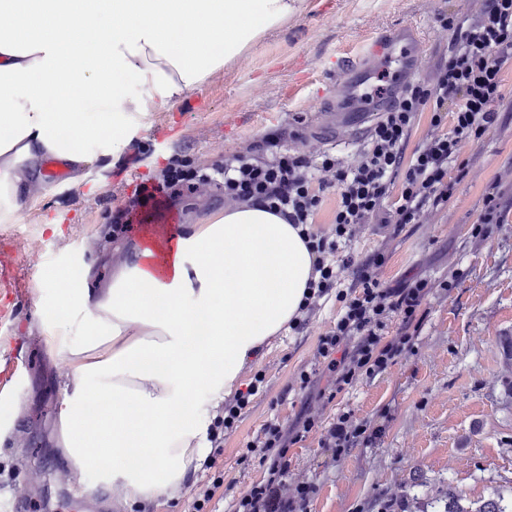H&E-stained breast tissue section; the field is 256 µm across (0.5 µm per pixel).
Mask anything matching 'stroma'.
<instances>
[{"instance_id": "stroma-1", "label": "stroma", "mask_w": 512, "mask_h": 512, "mask_svg": "<svg viewBox=\"0 0 512 512\" xmlns=\"http://www.w3.org/2000/svg\"><path fill=\"white\" fill-rule=\"evenodd\" d=\"M469 0H302L297 13L253 43L244 58L216 71L168 112L134 117L127 153L89 165L80 180L42 178L20 216L0 228V512H74L81 490L97 502L84 512H137L123 503L99 470L76 467L54 445L58 414L71 384L69 364L47 342L48 317L61 284H44V272L64 265L92 268L107 280L126 261L124 244L105 229L135 184L150 168L180 149L192 165L223 159L268 135L282 133L285 148L316 151L327 133L321 117L339 104L336 89L349 68L374 70L373 89L389 82L365 49L399 25L422 30L415 73L427 75L448 55V37L436 15L465 13ZM499 125L466 149L469 173L458 179L447 210L431 224L401 230L366 225L351 245L356 254L385 250L381 277L394 286L413 275L448 283L428 301L412 351L373 379L338 394L326 418L352 411L377 427L369 445L334 460L310 437L288 451L289 476H316L311 512H386L415 480L444 481L468 499L498 490L512 497V408L505 407L499 339L512 335V211L482 236L473 221L486 184L512 161V69H504ZM141 154L139 166L129 157ZM58 224L51 233L46 221ZM336 316L326 306L302 332L267 339L241 374L249 383L266 372V391L256 397L237 430L224 440L221 469H196L174 497L153 512H194L193 490L219 471L241 486L259 480L258 463L241 465L246 443L270 413L293 418L305 397L299 374L310 369L319 336Z\"/></svg>"}]
</instances>
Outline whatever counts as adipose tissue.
<instances>
[{
  "label": "adipose tissue",
  "mask_w": 512,
  "mask_h": 512,
  "mask_svg": "<svg viewBox=\"0 0 512 512\" xmlns=\"http://www.w3.org/2000/svg\"><path fill=\"white\" fill-rule=\"evenodd\" d=\"M299 4L0 0V218L15 217L42 160L76 171L119 158L133 115L171 110ZM128 249L105 287L63 289L67 317L48 342L72 368L60 448L79 467L105 464V481L136 502L172 495L205 458L211 409L287 330L313 258L296 228L260 208Z\"/></svg>",
  "instance_id": "ef3b65f1"
}]
</instances>
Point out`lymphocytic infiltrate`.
I'll return each instance as SVG.
<instances>
[{
    "label": "lymphocytic infiltrate",
    "instance_id": "lymphocytic-infiltrate-1",
    "mask_svg": "<svg viewBox=\"0 0 512 512\" xmlns=\"http://www.w3.org/2000/svg\"><path fill=\"white\" fill-rule=\"evenodd\" d=\"M471 5L462 18L437 14L439 28L451 35L447 59L432 79L402 87L349 158L288 151L276 134L199 168L176 152L137 184L113 215L117 237L144 209L172 210L184 190L201 187L216 190L225 206L264 208L299 228L314 257L307 293L289 329H304L330 301L341 304L314 353L316 367L330 377L328 386L312 389L310 373H301L307 395L294 419L271 417L246 444L241 460L258 461L263 478L243 489L236 479L217 476L197 485L196 502L218 496L231 512H309L317 484L310 478L289 480V448L314 436L319 448L338 459L374 437V429L351 412L328 423L323 413L338 394L384 373L413 348L433 286L425 279L386 286L380 278L384 253L358 260L348 248L364 225L426 224L447 209L455 190L450 171L467 173L465 148L496 129L502 72L512 65V0H471ZM423 111L431 114L429 131L413 146L411 130ZM328 191L336 196V208L330 230L321 231L314 227L315 216ZM394 194L399 200L393 206ZM396 315L401 323L388 332Z\"/></svg>",
    "mask_w": 512,
    "mask_h": 512
}]
</instances>
